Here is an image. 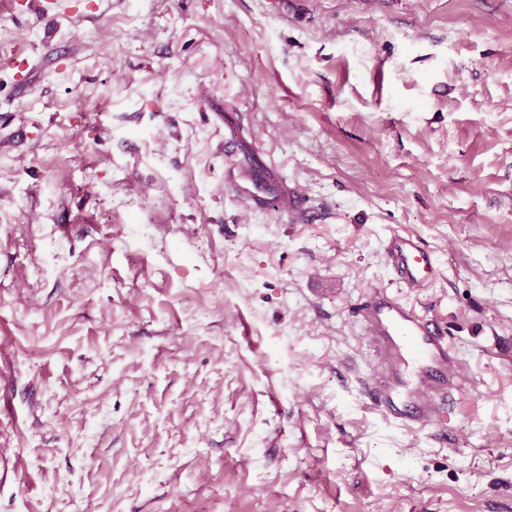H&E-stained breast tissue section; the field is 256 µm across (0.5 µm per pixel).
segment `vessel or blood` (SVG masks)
I'll list each match as a JSON object with an SVG mask.
<instances>
[{
  "label": "vessel or blood",
  "instance_id": "obj_1",
  "mask_svg": "<svg viewBox=\"0 0 512 512\" xmlns=\"http://www.w3.org/2000/svg\"><path fill=\"white\" fill-rule=\"evenodd\" d=\"M276 189L262 173L253 172L240 193L257 201ZM386 253L401 283L409 288L421 287L435 269L432 253L407 232L391 235ZM358 316L376 356L365 392L386 419L408 427L439 423L450 400L472 387L465 366L434 319L414 314L381 290L362 304Z\"/></svg>",
  "mask_w": 512,
  "mask_h": 512
}]
</instances>
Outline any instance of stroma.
<instances>
[{
	"label": "stroma",
	"mask_w": 512,
	"mask_h": 512,
	"mask_svg": "<svg viewBox=\"0 0 512 512\" xmlns=\"http://www.w3.org/2000/svg\"><path fill=\"white\" fill-rule=\"evenodd\" d=\"M55 4L0 6V512H512V0ZM377 287L437 425L363 393ZM245 184L240 186L241 195L251 201H259L263 199L265 196H268L273 193V191H279L284 194V198L289 201L290 205L295 206L296 213L311 216L310 212L306 209H302L297 204L296 196L292 195L288 200V193H286L280 186L270 182L262 173L252 172L247 175L245 179ZM386 253L396 275L408 288H419L435 269L432 253L414 235L396 233L388 239ZM358 316L377 357L365 392L386 419L408 427L439 423L454 395L473 386L434 319L414 314L383 290L362 304Z\"/></svg>",
	"instance_id": "1"
}]
</instances>
